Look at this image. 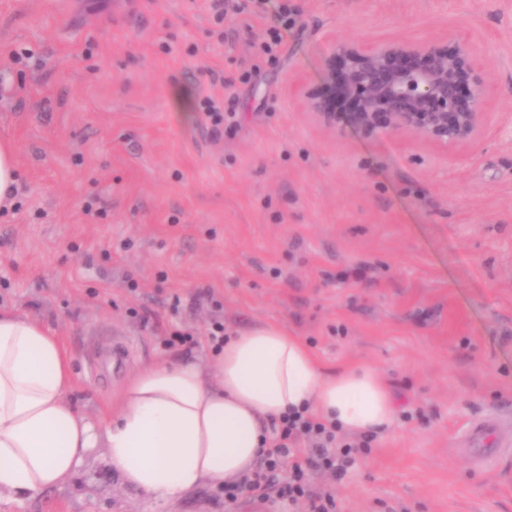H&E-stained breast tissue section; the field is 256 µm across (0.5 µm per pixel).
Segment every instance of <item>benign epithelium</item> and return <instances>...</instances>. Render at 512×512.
Returning a JSON list of instances; mask_svg holds the SVG:
<instances>
[{
    "label": "benign epithelium",
    "instance_id": "benign-epithelium-1",
    "mask_svg": "<svg viewBox=\"0 0 512 512\" xmlns=\"http://www.w3.org/2000/svg\"><path fill=\"white\" fill-rule=\"evenodd\" d=\"M324 84L295 92L324 124L346 105L344 126L422 137L446 148L474 141L484 126L490 76L463 37L362 44L344 40L322 60Z\"/></svg>",
    "mask_w": 512,
    "mask_h": 512
}]
</instances>
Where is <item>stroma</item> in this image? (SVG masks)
<instances>
[{"instance_id": "obj_1", "label": "stroma", "mask_w": 512, "mask_h": 512, "mask_svg": "<svg viewBox=\"0 0 512 512\" xmlns=\"http://www.w3.org/2000/svg\"><path fill=\"white\" fill-rule=\"evenodd\" d=\"M285 6L294 26L260 52ZM451 31L493 82L461 149L326 127L293 91L323 81L335 40ZM206 94L232 114L218 139ZM0 138L22 204L0 213V308L59 338L84 414H112L159 358L211 355L213 320L272 323L327 370L372 366L397 398L342 479L312 474L336 512H512V457L478 467L461 448L473 421L512 420V0H252L220 25L209 0H0ZM176 330L192 342L168 344ZM0 512L304 506L228 504L210 485L148 501L99 448Z\"/></svg>"}]
</instances>
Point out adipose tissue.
Returning <instances> with one entry per match:
<instances>
[{"instance_id":"ef3b65f1","label":"adipose tissue","mask_w":512,"mask_h":512,"mask_svg":"<svg viewBox=\"0 0 512 512\" xmlns=\"http://www.w3.org/2000/svg\"><path fill=\"white\" fill-rule=\"evenodd\" d=\"M73 391L57 337L0 310V499L37 497L102 448L124 484L171 500L249 475L290 409L361 435L391 428L398 411L373 369L325 371L300 337L269 323L229 336L209 360L142 367L109 418L81 413Z\"/></svg>"}]
</instances>
